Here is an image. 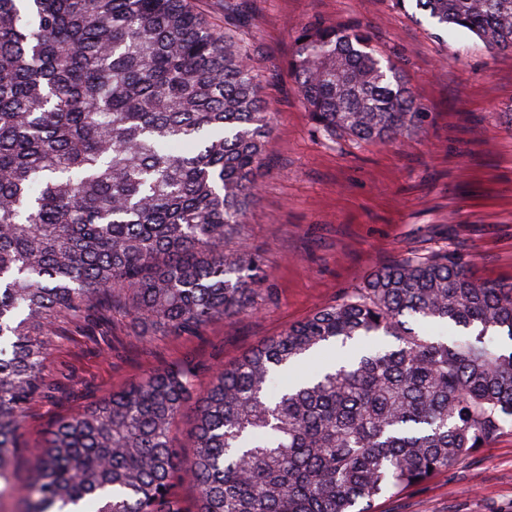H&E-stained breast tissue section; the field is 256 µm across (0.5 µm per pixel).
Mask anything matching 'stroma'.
Wrapping results in <instances>:
<instances>
[{
	"label": "stroma",
	"instance_id": "stroma-1",
	"mask_svg": "<svg viewBox=\"0 0 512 512\" xmlns=\"http://www.w3.org/2000/svg\"><path fill=\"white\" fill-rule=\"evenodd\" d=\"M354 21L390 50L424 117L407 143L318 139L287 69L289 21ZM247 37L273 114L266 160L247 224L271 291L250 316L219 318L196 336L143 326L98 303L81 326L60 320L43 376L51 391L28 410L13 461L15 481L35 476L37 450L56 422L113 390L172 364L230 365L290 324L331 304L375 268L447 242L469 255L479 280L512 279V52H491L462 31L442 30L391 0H248L234 27ZM377 512H512V427L422 486L387 493Z\"/></svg>",
	"mask_w": 512,
	"mask_h": 512
}]
</instances>
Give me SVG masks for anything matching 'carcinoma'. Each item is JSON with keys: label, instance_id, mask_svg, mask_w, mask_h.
I'll return each mask as SVG.
<instances>
[{"label": "carcinoma", "instance_id": "carcinoma-1", "mask_svg": "<svg viewBox=\"0 0 512 512\" xmlns=\"http://www.w3.org/2000/svg\"><path fill=\"white\" fill-rule=\"evenodd\" d=\"M512 50V0H392ZM288 70L327 142L400 143L423 112L352 22L296 23ZM250 47L195 0H0V496L43 398L56 322L112 300L192 335L255 312L262 255L240 235L272 118ZM455 245L377 268L218 369L195 452L174 421L196 369L153 371L60 420L25 512H373L512 427V280Z\"/></svg>", "mask_w": 512, "mask_h": 512}]
</instances>
